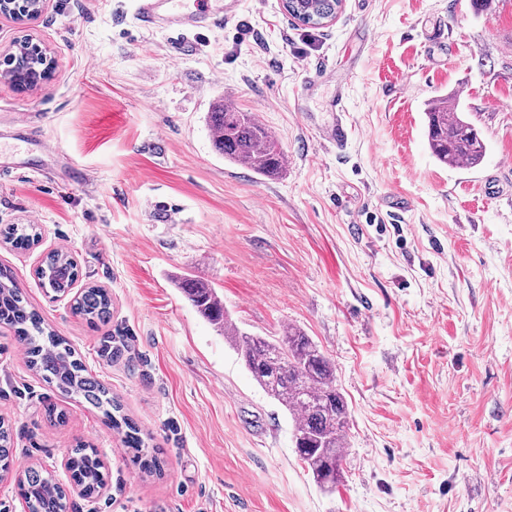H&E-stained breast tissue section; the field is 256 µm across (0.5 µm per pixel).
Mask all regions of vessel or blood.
<instances>
[{"mask_svg": "<svg viewBox=\"0 0 512 512\" xmlns=\"http://www.w3.org/2000/svg\"><path fill=\"white\" fill-rule=\"evenodd\" d=\"M237 7L238 0H195L191 6L186 0H138L139 13L146 22L180 33L210 27L214 16L232 15Z\"/></svg>", "mask_w": 512, "mask_h": 512, "instance_id": "vessel-or-blood-1", "label": "vessel or blood"}]
</instances>
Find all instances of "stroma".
<instances>
[{"label":"stroma","mask_w":512,"mask_h":512,"mask_svg":"<svg viewBox=\"0 0 512 512\" xmlns=\"http://www.w3.org/2000/svg\"><path fill=\"white\" fill-rule=\"evenodd\" d=\"M24 40L54 71L31 91L0 76V128L31 118L24 140L0 139V228L35 225L39 241H0V266L109 385L160 469L34 375L0 325L13 436L0 512H20L26 469L65 479L80 441L107 484L69 491V512H512V0H342L323 26L282 0H240L236 16L181 35L145 28L137 0H48L29 24L0 17V72ZM316 68L336 79L305 92ZM442 94L489 147L477 169L430 154L423 108ZM223 104L258 116L288 157L282 173L215 150L207 114ZM338 117L337 150L319 131ZM44 139L60 157L40 152ZM54 250L79 269L61 297L36 276ZM187 273L247 332L295 325L329 359L349 417L334 493L176 288ZM91 285L112 298L107 323L72 309Z\"/></svg>","instance_id":"obj_1"}]
</instances>
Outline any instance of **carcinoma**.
Returning <instances> with one entry per match:
<instances>
[{
  "label": "carcinoma",
  "mask_w": 512,
  "mask_h": 512,
  "mask_svg": "<svg viewBox=\"0 0 512 512\" xmlns=\"http://www.w3.org/2000/svg\"><path fill=\"white\" fill-rule=\"evenodd\" d=\"M424 115L429 149L438 163L475 168L483 162L486 144L456 99L437 96L427 102ZM208 121L214 147L225 160L248 165L266 177L279 174L287 164V155L254 113L224 106L209 113ZM0 235L17 249H27L39 240L32 224L10 225ZM36 274L52 292L64 295L72 288L79 271L68 253L56 250L46 255ZM176 285L198 315L215 326L242 357L256 383L289 413L301 461L323 492H334L342 478L348 411L327 357L309 336L293 326L271 340L243 331L224 309L216 289L202 281L183 276ZM73 307L91 323L105 322L110 318L112 299L106 289L89 286L75 299ZM0 322L14 329L33 372L60 392L82 398L101 410L112 428L124 431L125 443L136 450L144 469H159L157 458L144 452L145 442L139 428L121 414V404L112 398L109 388L85 375L86 369L75 351L44 326L13 276L1 269ZM12 444L11 428L0 420L1 470L10 465ZM67 465L72 480L85 495L91 497L104 486V463L89 445L77 443ZM18 488L30 512H68L66 491L49 473L30 468L19 478Z\"/></svg>",
  "instance_id": "1"
}]
</instances>
